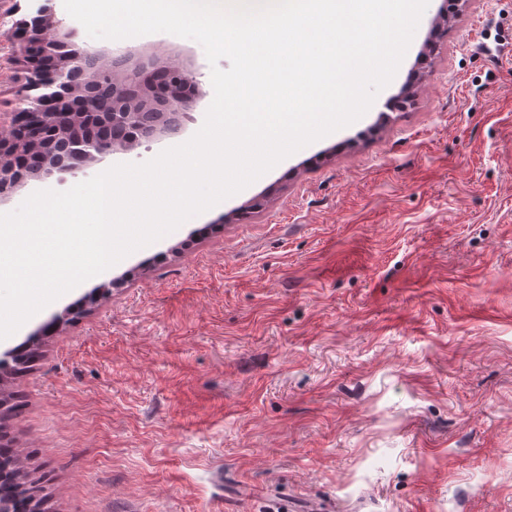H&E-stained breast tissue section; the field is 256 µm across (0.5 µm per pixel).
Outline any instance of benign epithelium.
Wrapping results in <instances>:
<instances>
[{
    "label": "benign epithelium",
    "mask_w": 512,
    "mask_h": 512,
    "mask_svg": "<svg viewBox=\"0 0 512 512\" xmlns=\"http://www.w3.org/2000/svg\"><path fill=\"white\" fill-rule=\"evenodd\" d=\"M60 20L56 18L53 0H44L36 15L20 21L24 54L33 64L27 91L22 98L25 107L10 113L6 124L0 122V199L10 196L19 184L29 178L26 157L39 149L36 141L25 137L31 126L40 129L39 139L62 140L70 161H45L42 168L74 174L82 166L117 151L94 138L70 137L76 124L91 126L100 120L101 104L91 89L107 77L114 87L130 90V98L112 108L108 118L114 125L134 122L143 112L158 111L168 122L148 128L152 136L181 128L196 101L205 95L194 72L179 62L163 64L179 75L177 81L161 88L157 84V67H127V58L112 60L88 49L67 50L58 36Z\"/></svg>",
    "instance_id": "benign-epithelium-1"
}]
</instances>
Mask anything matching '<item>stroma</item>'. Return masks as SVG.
<instances>
[{"label":"stroma","mask_w":512,"mask_h":512,"mask_svg":"<svg viewBox=\"0 0 512 512\" xmlns=\"http://www.w3.org/2000/svg\"><path fill=\"white\" fill-rule=\"evenodd\" d=\"M429 0L356 123L22 325L5 441L46 512H512V0ZM0 10V113L29 70ZM449 10L430 38L431 22ZM61 34L191 68L179 133L30 180L64 191L182 144L212 102L196 41Z\"/></svg>","instance_id":"obj_1"}]
</instances>
